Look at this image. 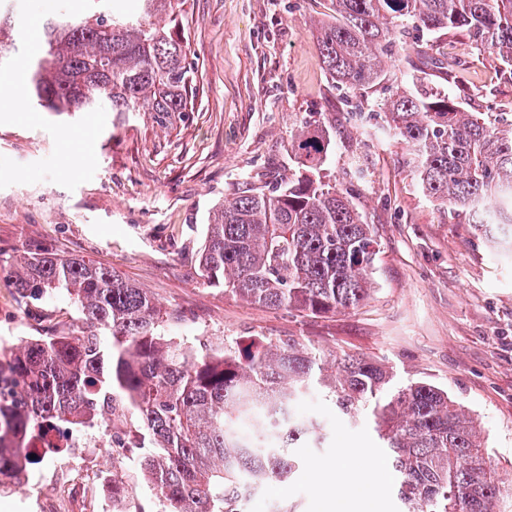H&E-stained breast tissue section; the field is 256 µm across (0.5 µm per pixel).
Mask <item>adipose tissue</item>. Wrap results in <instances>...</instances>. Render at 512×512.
Returning <instances> with one entry per match:
<instances>
[{"label": "adipose tissue", "instance_id": "1", "mask_svg": "<svg viewBox=\"0 0 512 512\" xmlns=\"http://www.w3.org/2000/svg\"><path fill=\"white\" fill-rule=\"evenodd\" d=\"M352 457V449L343 448L340 449L335 460L314 468V476L320 485L347 486L348 496L337 500L336 512H348L349 508L355 505L370 510L384 487L382 468L374 458H367L364 467L356 469L350 465Z\"/></svg>", "mask_w": 512, "mask_h": 512}]
</instances>
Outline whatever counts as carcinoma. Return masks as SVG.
Here are the masks:
<instances>
[{"label": "carcinoma", "mask_w": 512, "mask_h": 512, "mask_svg": "<svg viewBox=\"0 0 512 512\" xmlns=\"http://www.w3.org/2000/svg\"><path fill=\"white\" fill-rule=\"evenodd\" d=\"M332 2L336 16L316 38L336 89L353 97L385 79L408 28L464 32L512 76V0ZM187 3L85 0L81 18L47 20L43 50L27 60L35 106L60 114L107 105L118 120L153 112L161 124L192 111ZM18 35L1 13L0 58L18 52ZM383 106L422 194L512 249V120L470 112L433 87L391 89ZM332 133L322 113L301 122L291 135L294 173L224 199L197 257L209 286L308 316L369 298L378 243L349 189L324 179ZM9 279L35 307L65 292L80 325L0 355V485L24 488L45 460L36 445L46 422L96 424L118 400L156 448L140 471L163 512H245L246 485L289 479L303 464L300 443L323 446L326 424L294 414L316 392L336 418L374 423L401 512H493L502 496L480 432L438 387L395 386L386 367L351 355L330 365L291 336L200 354L162 336L163 308L150 295L80 257L28 253Z\"/></svg>", "instance_id": "carcinoma-1"}]
</instances>
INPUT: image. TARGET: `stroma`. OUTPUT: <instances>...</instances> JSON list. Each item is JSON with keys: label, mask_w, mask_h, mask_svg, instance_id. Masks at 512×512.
I'll list each match as a JSON object with an SVG mask.
<instances>
[{"label": "stroma", "mask_w": 512, "mask_h": 512, "mask_svg": "<svg viewBox=\"0 0 512 512\" xmlns=\"http://www.w3.org/2000/svg\"><path fill=\"white\" fill-rule=\"evenodd\" d=\"M0 9L20 20L23 49L35 54L43 20L63 9L81 16L84 0H0ZM187 11L199 96L194 111L173 113L166 124L149 112L119 122L111 112L37 111L25 101V72L0 77V345L77 322L65 297L38 308L19 298L7 277L19 258L80 256L158 300L165 336L200 353L292 336L379 362L395 385L447 391L480 430L497 476L512 484V253L423 196L407 147L386 134L379 116L384 88L367 94L365 119L347 121L315 37L334 14L331 0H189ZM436 41L454 74L449 94L472 112L512 113V79L499 56L462 32L406 34L386 86L408 84ZM318 112L335 129L326 175L351 187L379 244L369 299L356 310L305 316L208 286L197 253L214 210L245 182L289 174V134ZM301 407L325 420L328 445L301 449L303 466L270 494L300 512H326L346 489L321 494L313 465L352 448L353 466H363L372 431L334 419L316 397ZM112 440L113 447L74 454V463L117 475L130 512H161L140 473L146 451L137 419L113 428ZM55 464L46 456L24 489H0V512H44V499L57 492L45 478Z\"/></svg>", "instance_id": "35a3bbf8"}]
</instances>
